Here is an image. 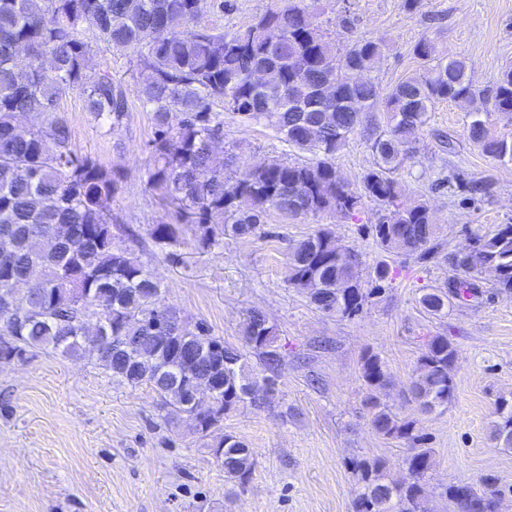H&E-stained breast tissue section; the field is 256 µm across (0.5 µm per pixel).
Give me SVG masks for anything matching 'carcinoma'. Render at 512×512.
<instances>
[{"instance_id":"cac0c4a2","label":"carcinoma","mask_w":512,"mask_h":512,"mask_svg":"<svg viewBox=\"0 0 512 512\" xmlns=\"http://www.w3.org/2000/svg\"><path fill=\"white\" fill-rule=\"evenodd\" d=\"M316 3L282 0V6L228 34L200 23V0H0V236L11 240L10 249L0 252V299L9 296L22 311L19 316L0 306V362L27 360L38 352L86 354L90 342L80 337L77 324L93 304L100 305L106 340L95 353L98 365L114 383L150 387L164 423L175 429L185 423L210 440L208 447L224 449V478L240 488L251 477L256 454L239 437L218 435L215 429L242 406L261 409L271 403L275 376L288 363L277 325L263 311H250L239 347L212 335L202 322L191 326L178 319L151 328L171 305L160 282L126 245L133 230L112 217L108 201L122 174L72 149L62 118L25 136L17 127L24 113L56 112L60 97L71 90L84 94L95 116L120 124L127 98L110 72L91 71L90 60L99 43L114 51L133 48L139 101L154 120L147 185L162 201L175 204L183 221L152 225L150 238L160 250L178 246L186 228L205 250L226 235H265L272 212L291 220L336 212L349 217L369 198L384 206L371 225L377 246L426 262L440 249L430 207L398 203L394 173L416 152L428 112L447 99L463 105L488 100V110L472 113L467 138L485 155L512 162V138L490 131L494 115L512 124V69L481 90L464 59L443 55L423 37L413 47L422 74L385 90L366 76L383 59L384 43L360 37L337 47L315 21ZM226 112L247 123L268 121L289 151L307 158L265 161L229 178L234 146L224 148L222 164L213 158L214 145L224 140ZM361 132L367 133L375 162L354 188L339 175L335 158ZM52 229L59 232L58 247L35 249L34 238ZM363 265V254L340 244L334 230L323 225L292 245L287 283L304 291L315 309L353 319L392 281L388 263H376L367 281L359 276ZM453 265L464 277L423 293L420 304L428 313L446 315L452 302L476 296L471 278L486 270L494 272L497 290L511 294L512 224L475 235ZM32 270L38 281L30 288L16 287ZM185 336L214 348L208 365L184 360L177 343ZM455 358L448 337L436 334L425 342L411 381L420 412L452 402ZM161 370L182 382H162ZM200 376L220 380L218 407L190 404L183 380ZM361 377L369 390L372 430L409 448L400 479L381 458L348 460L357 512H428L433 451L424 447L417 420L380 400L390 377L377 353L363 352ZM491 437L512 450V399L496 397ZM445 497L448 512H499L502 492L490 478L482 489H472L466 502L457 484L446 487Z\"/></svg>"}]
</instances>
